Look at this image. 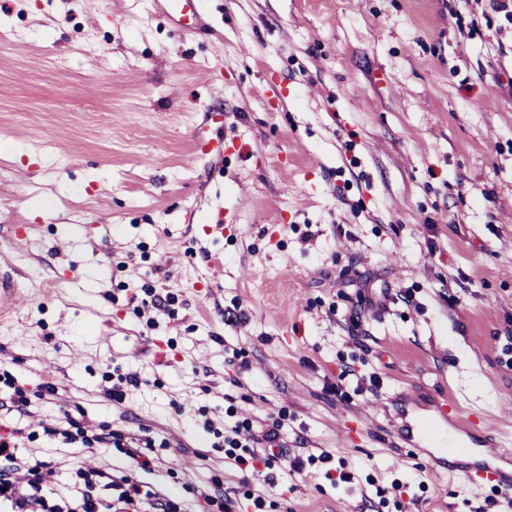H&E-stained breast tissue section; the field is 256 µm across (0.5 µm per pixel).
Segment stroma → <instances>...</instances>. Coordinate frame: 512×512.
<instances>
[{"label":"stroma","mask_w":512,"mask_h":512,"mask_svg":"<svg viewBox=\"0 0 512 512\" xmlns=\"http://www.w3.org/2000/svg\"><path fill=\"white\" fill-rule=\"evenodd\" d=\"M505 3L200 0L189 34L149 0H0V269L32 293L0 430L46 497L92 455L192 512H504L438 462L489 438L512 466ZM64 415L112 442L49 438ZM274 423L242 475L233 430ZM280 427V424H275L271 428L262 430L261 435H256L249 432L245 440L261 444L263 448H260L259 451L258 449H253L250 452L249 457L239 455L230 459L234 460V462L242 472L254 473L256 471L254 463L257 460H261L260 451H266L269 450L270 448H280L282 452V446L280 444Z\"/></svg>","instance_id":"35a3bbf8"}]
</instances>
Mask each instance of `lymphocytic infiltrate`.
I'll return each mask as SVG.
<instances>
[{
    "label": "lymphocytic infiltrate",
    "instance_id": "f902f5d3",
    "mask_svg": "<svg viewBox=\"0 0 512 512\" xmlns=\"http://www.w3.org/2000/svg\"><path fill=\"white\" fill-rule=\"evenodd\" d=\"M13 437L0 435V503L11 512H183L167 495L143 489L136 479L117 484L107 468L79 470L74 492L47 500L41 485L53 470L43 461L22 462Z\"/></svg>",
    "mask_w": 512,
    "mask_h": 512
}]
</instances>
